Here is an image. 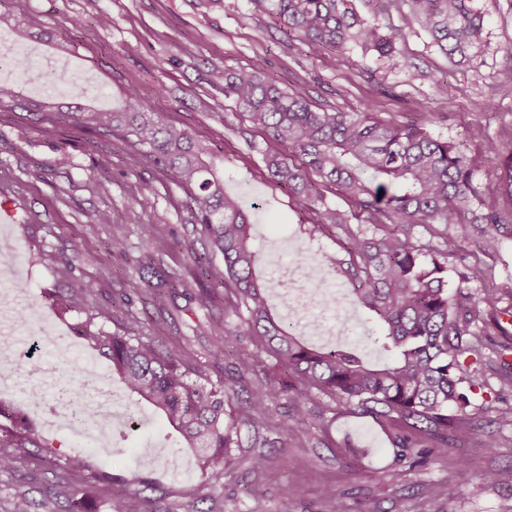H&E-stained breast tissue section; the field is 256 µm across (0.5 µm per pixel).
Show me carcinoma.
Here are the masks:
<instances>
[{"label": "carcinoma", "mask_w": 512, "mask_h": 512, "mask_svg": "<svg viewBox=\"0 0 512 512\" xmlns=\"http://www.w3.org/2000/svg\"><path fill=\"white\" fill-rule=\"evenodd\" d=\"M356 0H251L259 10L283 25L289 40L318 44L326 49L321 63L327 68L353 65L351 50L379 58L392 56L405 39L404 29L380 21L391 0H362L371 17L362 16ZM411 15L439 50L463 59L482 42L485 18L471 0H409ZM212 83L224 86L249 118L278 150L265 157L275 181L301 197L309 221L331 224L344 235L347 259L336 261V273L351 285L355 301L375 320L371 340L387 355L381 365L367 363L356 353L324 351L309 346L272 312L268 291L281 287L255 274L257 255L251 247L252 222L239 200L224 191V156L186 129L170 124L136 90L123 93L119 107L100 111L77 104L63 112L60 106L38 104L52 121L118 133L120 143L135 147L144 160L160 166L188 190L190 208L201 227L209 255L191 252L190 260L208 264L216 285H232L233 312L246 313L248 335L259 338L263 350L275 357L284 374L298 383L293 414L283 432L296 425H319L321 414L306 406L305 391L317 389L337 403L387 422L395 447L410 465L420 467L436 449L448 445V431L459 430L472 406L470 393L483 387L479 363L490 350L500 359L498 375L512 385V332L502 316L512 311L498 306L500 297L485 291L471 299L467 283L480 279V269L460 258L461 268L448 266V257L416 238L423 227L444 238L473 240L482 253L496 252L512 240V208L502 210L483 203L474 180L477 170H490L499 195L512 205V154L491 147L470 154L459 144L429 130L430 112L406 120H381L372 112H336L312 103L279 80L258 60L249 68L212 73ZM26 99L10 86L0 85V112L25 109ZM344 196L353 207L352 224L325 195L326 188ZM173 247V241L155 234L146 242L150 269ZM219 255L223 264L210 261ZM145 291L169 297L180 312L178 292L166 279H141ZM95 279H81L60 304L69 311L97 291ZM508 338L506 342L493 340ZM81 339L97 350L112 374L139 400L165 417L180 435L183 447L194 450L201 469L212 483L224 484V470L233 467L230 449L239 447L241 429L261 415L285 388L260 381L249 392L244 410H226L236 393L238 375L230 385L206 386L190 381L188 360L163 350L143 333L141 321L125 313L118 332L107 333L87 323ZM229 336H220L208 353L215 364L224 362ZM37 448L29 427L0 423V471L13 468L16 451ZM85 472L84 453L69 457L65 471L46 484L43 495L55 499ZM152 486L147 474L133 471L111 489L109 512H152L142 489Z\"/></svg>", "instance_id": "cac0c4a2"}]
</instances>
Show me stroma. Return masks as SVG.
Wrapping results in <instances>:
<instances>
[{
	"instance_id": "obj_1",
	"label": "stroma",
	"mask_w": 512,
	"mask_h": 512,
	"mask_svg": "<svg viewBox=\"0 0 512 512\" xmlns=\"http://www.w3.org/2000/svg\"><path fill=\"white\" fill-rule=\"evenodd\" d=\"M473 3L485 16L483 42L464 62L444 55L415 23L406 0H396L384 20L407 33L397 45V58H360L335 70L322 67V47L287 40L273 17L250 0H0V14L31 33L20 44L34 65L23 86L30 102L55 101L58 88L79 86L95 105L111 108L126 88L135 87L155 111L223 154L224 188L251 216L259 269L281 282L271 290L269 305L284 319L288 291L301 284L298 253L320 267L335 266L343 235L311 224L302 199L271 179L264 162L270 143L225 98L223 88L211 83V71L236 70L259 58L286 87L326 108L372 112L381 119L426 110L435 117L432 131L467 151L482 154L493 146L512 153V0ZM102 13L110 18L104 27L97 23ZM404 57L410 66L401 65ZM1 201L10 202L16 221L0 228V292L11 290L14 280L23 281L19 301L40 309L57 340L35 348L31 336L0 323V333H15L20 343L10 370L13 383L24 390L40 388L45 395L41 411L22 414L38 445L13 470L0 473V512H9L19 493L41 500L44 483L87 448L86 439L49 431L45 422L69 390L60 380L64 371L90 364L105 368V360L84 345L80 326L91 317L102 330L117 331L124 315L111 305L121 293L132 294L145 335L161 340L172 354L199 362L201 383L240 377L232 411H240L254 377L282 381L280 365L258 350L242 318L232 314V288L215 287L211 305L199 306L201 286L185 248L199 244L201 235L187 194L136 150H113L110 136L51 125L34 112L2 114ZM101 211L109 213L110 223H96ZM116 228L124 231L126 248L109 255L105 245ZM153 233L177 239L157 267L188 284L187 297L179 301L183 311L172 318L152 295L138 291L144 241ZM75 244L81 258L69 268L60 257ZM451 248L482 269L480 279L469 284L473 297L492 288L503 305L512 306V241L488 256L471 243L455 241ZM94 277L100 287L88 302L57 314L74 282ZM346 314L353 334L323 337L322 345L353 347L369 363H383L384 355L369 339L366 309L350 303ZM218 324L235 334V351L213 365L208 353ZM478 370L484 387L467 426L453 432L448 446L437 449L425 467L413 469L400 459L380 420L315 390L307 402L309 409H323L321 426L283 431L295 397L287 390L242 429L241 445L233 451L236 464L225 471L220 490L210 486L197 457L180 447L154 410L137 403L114 379L109 388L119 397L113 407L116 422L105 451L86 466L89 487L55 506L60 512L67 507L84 512L89 505L108 512L109 489L94 482V475L137 468L142 452L150 449L161 456L148 468L154 512H171L188 501L199 512H329L323 498L328 487L345 512H512V426L500 421L512 411V386L499 379L493 355H486ZM259 456L264 466H255ZM491 470L498 482L483 484V474ZM450 483L458 489L451 501L444 495Z\"/></svg>"
}]
</instances>
